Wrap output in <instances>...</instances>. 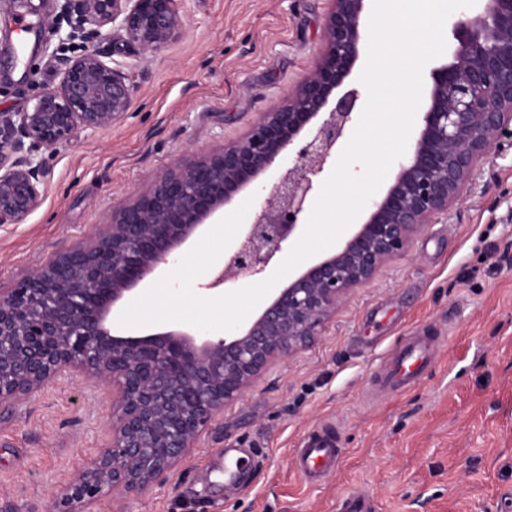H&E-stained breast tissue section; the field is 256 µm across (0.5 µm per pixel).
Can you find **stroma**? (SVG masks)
<instances>
[{
	"mask_svg": "<svg viewBox=\"0 0 512 512\" xmlns=\"http://www.w3.org/2000/svg\"><path fill=\"white\" fill-rule=\"evenodd\" d=\"M330 0H180L183 35L142 53L110 27L50 0L41 37L0 0V112L32 107L67 60L95 46L136 87L124 120L39 151L42 205L0 225V285L89 238L158 173L240 137L280 105L325 45ZM436 337L430 364L395 389L380 378L411 337ZM112 397L63 377L0 416V512H49L51 497L109 439ZM167 482L103 498L96 512H512V149L477 166L463 198L408 253L354 289L312 346L275 363L225 407ZM332 427L337 469L309 482L301 442ZM252 463L224 480L227 449Z\"/></svg>",
	"mask_w": 512,
	"mask_h": 512,
	"instance_id": "obj_1",
	"label": "stroma"
}]
</instances>
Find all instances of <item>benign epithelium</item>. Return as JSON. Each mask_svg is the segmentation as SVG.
Here are the masks:
<instances>
[{
  "label": "benign epithelium",
  "mask_w": 512,
  "mask_h": 512,
  "mask_svg": "<svg viewBox=\"0 0 512 512\" xmlns=\"http://www.w3.org/2000/svg\"><path fill=\"white\" fill-rule=\"evenodd\" d=\"M367 0H332L313 71L235 142L156 175L115 208L89 241L0 287V412L67 374L112 391L110 442L54 492L53 512H92L105 495L164 482L202 434L276 362L310 347L351 291L406 254L435 216L461 198L478 163L512 136V0H485L454 26V61L430 73V104L386 193L334 252L278 289L233 331L169 329L116 335L111 314L153 272L177 259L207 221L278 166L282 174L243 225L203 290L221 295L264 274L301 233L319 176L345 139L359 98L344 91L364 43ZM143 52L183 33L178 0H66ZM135 86L97 48L69 60L59 85L23 112H0V225L20 224L44 195L43 162L79 131L119 123Z\"/></svg>",
  "instance_id": "benign-epithelium-1"
}]
</instances>
